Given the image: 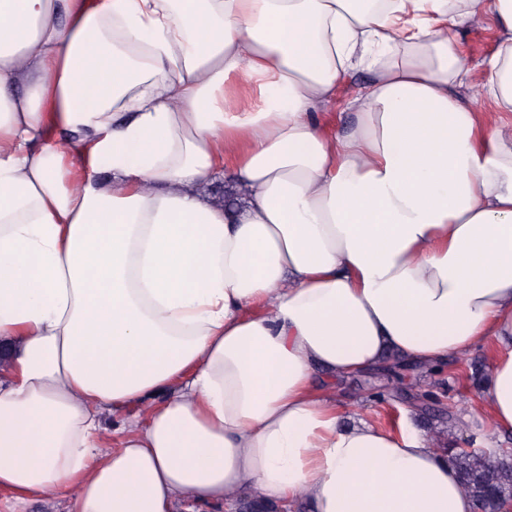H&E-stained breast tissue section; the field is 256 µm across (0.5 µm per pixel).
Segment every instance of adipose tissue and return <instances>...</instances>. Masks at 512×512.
Returning a JSON list of instances; mask_svg holds the SVG:
<instances>
[{
  "mask_svg": "<svg viewBox=\"0 0 512 512\" xmlns=\"http://www.w3.org/2000/svg\"><path fill=\"white\" fill-rule=\"evenodd\" d=\"M487 14L476 75L459 29ZM355 67L374 78L329 134ZM489 343L493 438L512 431V0H0L8 512H474L443 448L346 415L336 385ZM371 78L368 68H359L351 73L349 78L339 87L336 101L326 112L325 127L330 133H344L353 121V113L346 107V102L355 91L361 89Z\"/></svg>",
  "mask_w": 512,
  "mask_h": 512,
  "instance_id": "ef3b65f1",
  "label": "adipose tissue"
}]
</instances>
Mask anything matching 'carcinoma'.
Returning <instances> with one entry per match:
<instances>
[{"mask_svg":"<svg viewBox=\"0 0 512 512\" xmlns=\"http://www.w3.org/2000/svg\"><path fill=\"white\" fill-rule=\"evenodd\" d=\"M400 362L387 369L382 393L392 397L406 392L405 375ZM464 490L474 501L475 512H502L512 501V449H500L493 455L471 448H447Z\"/></svg>","mask_w":512,"mask_h":512,"instance_id":"carcinoma-1","label":"carcinoma"}]
</instances>
